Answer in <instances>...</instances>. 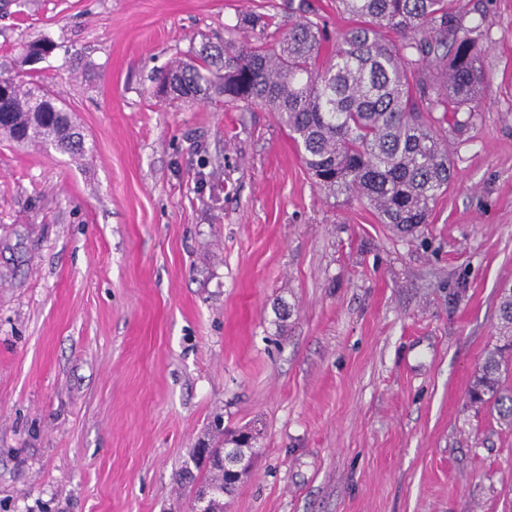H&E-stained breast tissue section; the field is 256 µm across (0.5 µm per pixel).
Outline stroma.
Instances as JSON below:
<instances>
[{
    "instance_id": "stroma-1",
    "label": "stroma",
    "mask_w": 512,
    "mask_h": 512,
    "mask_svg": "<svg viewBox=\"0 0 512 512\" xmlns=\"http://www.w3.org/2000/svg\"><path fill=\"white\" fill-rule=\"evenodd\" d=\"M283 2L0 0V74L87 149L0 137V512H191L217 416L260 432L224 512H512V425L469 399L512 286V0H466L476 117L411 235L321 190L266 108L153 95Z\"/></svg>"
}]
</instances>
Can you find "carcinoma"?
<instances>
[{
	"label": "carcinoma",
	"mask_w": 512,
	"mask_h": 512,
	"mask_svg": "<svg viewBox=\"0 0 512 512\" xmlns=\"http://www.w3.org/2000/svg\"><path fill=\"white\" fill-rule=\"evenodd\" d=\"M352 21L330 51L320 24L301 15L246 13L224 27V40L204 43L189 61L160 78L163 97L175 101L260 105L276 113L293 137L316 185L332 195L365 201L383 224L411 233L429 217L454 180L448 130L463 131L474 117L459 118L479 92L476 48L479 26L465 23V0H337ZM275 27L274 47L245 33ZM442 111L438 118L435 112ZM0 134L80 157L83 138L70 110L38 80L0 76ZM499 335L488 350L471 397L491 402L512 419V395L500 387L505 352L512 349V288L502 289ZM200 477L195 495L224 512L217 489L224 483L222 454Z\"/></svg>",
	"instance_id": "1"
}]
</instances>
